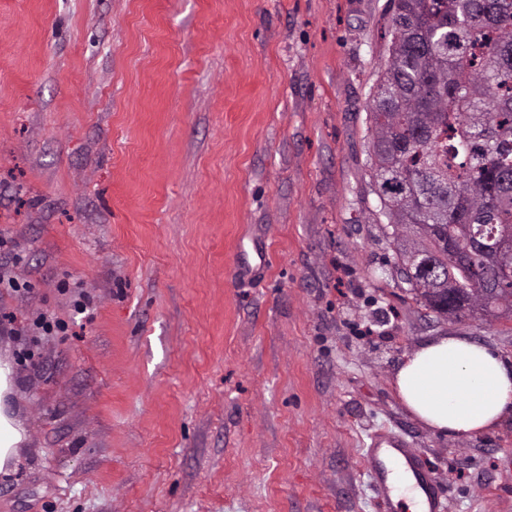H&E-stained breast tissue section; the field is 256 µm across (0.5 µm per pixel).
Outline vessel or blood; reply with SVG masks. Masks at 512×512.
I'll use <instances>...</instances> for the list:
<instances>
[{"mask_svg":"<svg viewBox=\"0 0 512 512\" xmlns=\"http://www.w3.org/2000/svg\"><path fill=\"white\" fill-rule=\"evenodd\" d=\"M364 467L387 512H400L395 493L414 491L422 499L421 512H441L439 486L422 455L396 436L374 438L364 456Z\"/></svg>","mask_w":512,"mask_h":512,"instance_id":"vessel-or-blood-1","label":"vessel or blood"}]
</instances>
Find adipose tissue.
Wrapping results in <instances>:
<instances>
[{
  "label": "adipose tissue",
  "instance_id": "adipose-tissue-1",
  "mask_svg": "<svg viewBox=\"0 0 512 512\" xmlns=\"http://www.w3.org/2000/svg\"><path fill=\"white\" fill-rule=\"evenodd\" d=\"M406 409L435 433L470 436L512 419V362L466 336H438L394 376Z\"/></svg>",
  "mask_w": 512,
  "mask_h": 512
}]
</instances>
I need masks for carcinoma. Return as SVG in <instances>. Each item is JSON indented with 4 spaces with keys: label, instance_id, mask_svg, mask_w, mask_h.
<instances>
[{
    "label": "carcinoma",
    "instance_id": "1",
    "mask_svg": "<svg viewBox=\"0 0 512 512\" xmlns=\"http://www.w3.org/2000/svg\"><path fill=\"white\" fill-rule=\"evenodd\" d=\"M368 176L437 318L512 320V0H390Z\"/></svg>",
    "mask_w": 512,
    "mask_h": 512
}]
</instances>
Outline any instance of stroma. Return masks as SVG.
Segmentation results:
<instances>
[{"label":"stroma","mask_w":512,"mask_h":512,"mask_svg":"<svg viewBox=\"0 0 512 512\" xmlns=\"http://www.w3.org/2000/svg\"><path fill=\"white\" fill-rule=\"evenodd\" d=\"M389 16L0 0V512H383L381 433L444 512H512V420L443 437L393 386L436 336L512 360V321L400 281L365 165ZM21 439L20 431L0 409V472L7 469L6 466L15 455V447ZM364 467L373 479L378 498L386 512H399L393 501L396 492L416 491L422 499L420 512L442 510L439 486L422 455L396 436L376 437L364 456Z\"/></svg>","instance_id":"35a3bbf8"}]
</instances>
